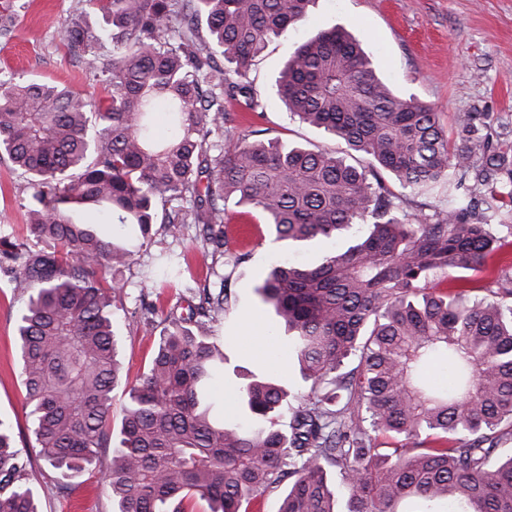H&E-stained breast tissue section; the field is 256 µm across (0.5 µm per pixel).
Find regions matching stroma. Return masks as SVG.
Instances as JSON below:
<instances>
[{"instance_id": "obj_1", "label": "stroma", "mask_w": 512, "mask_h": 512, "mask_svg": "<svg viewBox=\"0 0 512 512\" xmlns=\"http://www.w3.org/2000/svg\"><path fill=\"white\" fill-rule=\"evenodd\" d=\"M82 0H13L7 31L0 35V74H15L66 87L78 94L99 98L104 86L90 79L64 39L66 29L97 17H84ZM335 26L346 28L363 43L382 75L398 90L415 94L433 106L452 144L461 145V117L486 112L498 132L512 131V0H314L307 20L288 34L270 37L250 74L257 96L265 105L263 117L230 106L231 130L246 134L264 130L266 137L301 144L313 150L343 153L340 140L289 118L272 94V85L284 62L310 36ZM26 180L0 162V225L23 236L27 233ZM236 251L246 262L230 268H207L201 255L190 256L195 277L211 287L226 285L230 296L224 314L216 319L215 340L224 351V363L215 373L218 389L211 397L212 413L228 422L239 412L234 387L251 376H270L295 393L309 389L300 374L293 338L276 322L269 305L255 287L275 257L297 264L319 261L321 245L303 248L274 240L261 220L233 219ZM134 253V263L123 271V301L114 307V321L121 337L123 384L112 392V421L120 423L126 387L143 377L158 344L165 318L187 307L194 294L184 290L156 294L152 284L170 272L164 262L169 253H180L181 242L164 234L142 241L131 229L116 224L101 226ZM155 312L142 319V303ZM23 301L8 280L0 279V418L9 420L17 433L28 436L20 364L15 349V317ZM111 458L100 449L93 474L73 479L59 488L52 468L35 460L33 488L40 512H112V500L99 482Z\"/></svg>"}]
</instances>
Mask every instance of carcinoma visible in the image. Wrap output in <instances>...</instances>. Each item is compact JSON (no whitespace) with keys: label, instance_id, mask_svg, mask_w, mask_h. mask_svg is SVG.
<instances>
[{"label":"carcinoma","instance_id":"obj_1","mask_svg":"<svg viewBox=\"0 0 512 512\" xmlns=\"http://www.w3.org/2000/svg\"><path fill=\"white\" fill-rule=\"evenodd\" d=\"M102 24L69 29V51L109 88L95 100L46 82L0 78V157L27 175L29 238L0 232V274L26 298L15 346L32 447L58 482L92 471L112 512H242L286 486L279 512H512V273L475 290L512 245V155L484 112L460 120L451 151L433 108L394 91L343 28L301 44L275 82L288 111L367 160L275 139H224L226 104L258 115L249 81L268 38L306 20L313 0H85ZM222 57L230 65L216 63ZM444 190L428 214L386 185ZM177 238L184 224L216 264L236 213L278 241L334 247L319 263L276 262L257 293L293 332L308 393L266 378L236 389L247 421L214 418L207 392L223 353L211 324L228 294L170 315L117 430L120 340L115 273L132 252L80 215ZM453 278L456 292L438 288ZM359 359L351 371L345 361ZM451 374L432 380L437 366ZM292 408L288 424L282 410ZM390 439L375 444L373 434ZM31 455L0 419V512H38Z\"/></svg>","mask_w":512,"mask_h":512}]
</instances>
